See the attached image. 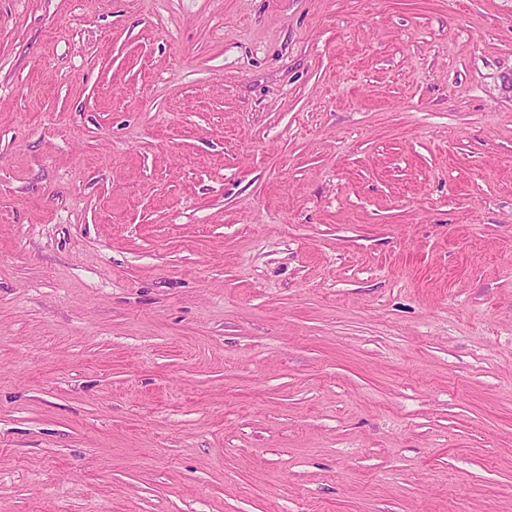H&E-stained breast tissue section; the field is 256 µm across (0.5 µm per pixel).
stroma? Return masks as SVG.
Listing matches in <instances>:
<instances>
[{"instance_id":"35a3bbf8","label":"stroma","mask_w":512,"mask_h":512,"mask_svg":"<svg viewBox=\"0 0 512 512\" xmlns=\"http://www.w3.org/2000/svg\"><path fill=\"white\" fill-rule=\"evenodd\" d=\"M512 0H0V512H512Z\"/></svg>"}]
</instances>
